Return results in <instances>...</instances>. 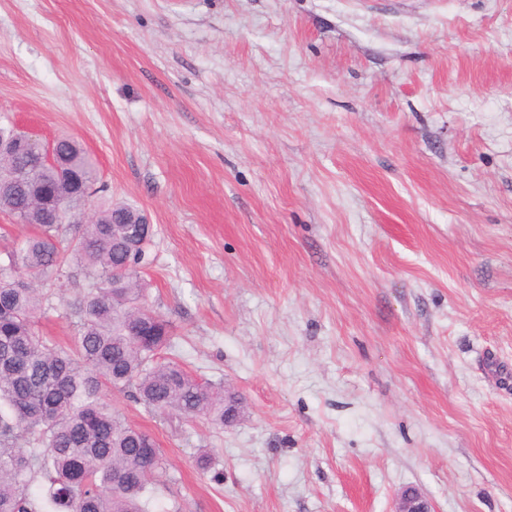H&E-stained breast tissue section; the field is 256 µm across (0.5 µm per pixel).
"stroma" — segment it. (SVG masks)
Wrapping results in <instances>:
<instances>
[{
  "instance_id": "obj_1",
  "label": "stroma",
  "mask_w": 512,
  "mask_h": 512,
  "mask_svg": "<svg viewBox=\"0 0 512 512\" xmlns=\"http://www.w3.org/2000/svg\"><path fill=\"white\" fill-rule=\"evenodd\" d=\"M1 123L147 214L164 359L245 398L106 390L164 512H512V0H0ZM394 512H435L430 499L421 492L406 488L397 497Z\"/></svg>"
}]
</instances>
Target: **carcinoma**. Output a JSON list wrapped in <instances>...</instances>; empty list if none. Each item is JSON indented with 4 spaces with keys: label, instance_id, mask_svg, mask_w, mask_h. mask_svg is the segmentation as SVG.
I'll list each match as a JSON object with an SVG mask.
<instances>
[{
    "label": "carcinoma",
    "instance_id": "1",
    "mask_svg": "<svg viewBox=\"0 0 512 512\" xmlns=\"http://www.w3.org/2000/svg\"><path fill=\"white\" fill-rule=\"evenodd\" d=\"M56 165L15 152L0 165V211L37 232L16 239L0 257V512H160L153 483L160 468L151 435L112 409L103 390L125 389L149 410L175 412L224 428V387L203 384L179 364L158 358L172 344L134 336L148 313L142 268L125 204L95 198L98 173L74 138L53 142ZM64 215L92 211L70 223ZM83 276L70 303L73 343L62 348L40 334L36 316L60 290L61 271Z\"/></svg>",
    "mask_w": 512,
    "mask_h": 512
}]
</instances>
